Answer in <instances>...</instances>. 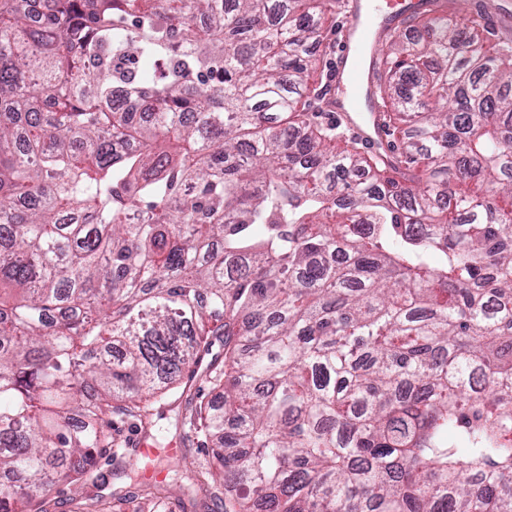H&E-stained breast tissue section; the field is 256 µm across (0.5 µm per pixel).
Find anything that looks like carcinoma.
I'll return each instance as SVG.
<instances>
[{"mask_svg": "<svg viewBox=\"0 0 512 512\" xmlns=\"http://www.w3.org/2000/svg\"><path fill=\"white\" fill-rule=\"evenodd\" d=\"M44 2L0 0V512L182 403L222 512H512V41L387 34L388 164L307 112L349 0Z\"/></svg>", "mask_w": 512, "mask_h": 512, "instance_id": "obj_1", "label": "carcinoma"}]
</instances>
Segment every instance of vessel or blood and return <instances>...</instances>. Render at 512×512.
<instances>
[{
    "mask_svg": "<svg viewBox=\"0 0 512 512\" xmlns=\"http://www.w3.org/2000/svg\"><path fill=\"white\" fill-rule=\"evenodd\" d=\"M433 8L432 0H395L390 7L383 0H351L350 11L337 32L322 104L371 152L388 150L383 116L373 97L383 34Z\"/></svg>",
    "mask_w": 512,
    "mask_h": 512,
    "instance_id": "b4317fda",
    "label": "vessel or blood"
}]
</instances>
